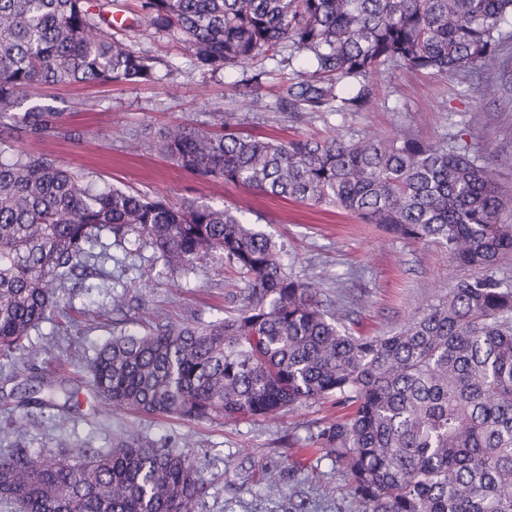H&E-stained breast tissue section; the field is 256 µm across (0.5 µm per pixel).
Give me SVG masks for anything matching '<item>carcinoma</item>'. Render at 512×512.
<instances>
[{
  "instance_id": "cac0c4a2",
  "label": "carcinoma",
  "mask_w": 512,
  "mask_h": 512,
  "mask_svg": "<svg viewBox=\"0 0 512 512\" xmlns=\"http://www.w3.org/2000/svg\"><path fill=\"white\" fill-rule=\"evenodd\" d=\"M112 0H0V350L66 315L60 291L94 274L104 246L146 239L170 272L200 256L237 269L244 291L219 321H158L123 332L85 361L97 395L135 413L186 420H257L334 398L348 413L313 443L344 462L355 512H512V224L490 165L451 142L413 134L278 141L229 122L172 123L130 141L203 180L334 205L366 224L448 252V293L385 336L344 328L287 254L240 215L98 186L25 147L72 138L47 105L24 103L58 84H137L153 59L103 30ZM142 17L177 33L213 72L286 45L311 69L280 96L290 112L358 106L342 86L390 63L457 75L507 68L501 29L512 0H139ZM72 462L15 448L0 453V500L18 512H196L198 468L179 448L134 430Z\"/></svg>"
}]
</instances>
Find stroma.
I'll return each instance as SVG.
<instances>
[{
  "mask_svg": "<svg viewBox=\"0 0 512 512\" xmlns=\"http://www.w3.org/2000/svg\"><path fill=\"white\" fill-rule=\"evenodd\" d=\"M112 15V28L127 46L155 59L154 82L47 90L41 103L59 110L75 137L50 134L34 141L33 149L98 182L177 205L241 208L246 222L284 248L289 272L319 288L324 302L346 305L354 335L388 333L447 290L453 271L440 247L391 237L331 206L200 180L161 154L133 149L122 131L201 124L228 112L240 132L279 140L414 131L435 143L458 132L471 153L491 161L512 155V71L450 77L390 65L366 78L370 95L362 107L288 112L276 106L282 88L309 68L292 47L275 58L214 73L198 67L179 35L140 19L136 0H115ZM256 95L268 110L251 109ZM98 265L99 275L63 292L64 302L79 310L67 327L45 322L32 330L37 358L0 352V453L18 447L61 454L75 446L103 448L111 435L135 428L160 447L190 443L205 484L198 512H351L353 495L342 464L309 441L343 414L342 405L319 401L257 422L227 423L134 415L95 398L78 361L96 345L160 318H224L243 287L230 265L206 256L188 274L167 272L142 240L110 245ZM116 294L126 295L127 313H113ZM41 378L72 392V401L45 406L26 400L27 383ZM270 471L278 477L272 487L264 481Z\"/></svg>",
  "mask_w": 512,
  "mask_h": 512,
  "instance_id": "35a3bbf8",
  "label": "stroma"
}]
</instances>
